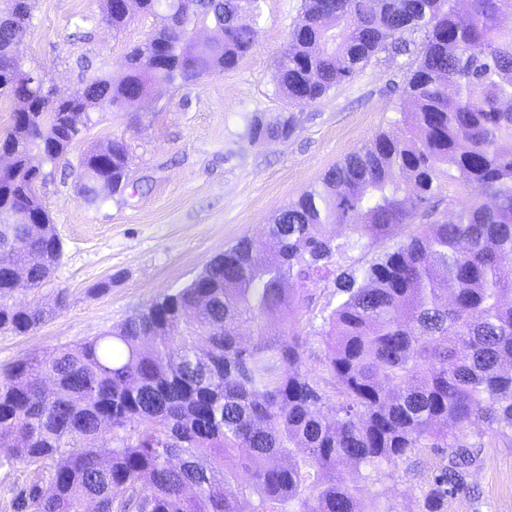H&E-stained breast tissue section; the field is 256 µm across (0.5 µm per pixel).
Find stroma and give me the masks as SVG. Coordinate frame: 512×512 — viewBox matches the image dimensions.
I'll list each match as a JSON object with an SVG mask.
<instances>
[{
  "mask_svg": "<svg viewBox=\"0 0 512 512\" xmlns=\"http://www.w3.org/2000/svg\"><path fill=\"white\" fill-rule=\"evenodd\" d=\"M102 4L35 0L17 50L28 66L45 71L58 94L119 72L127 50L160 23L137 14L116 33L102 19ZM303 11L304 0H261L256 42L237 66L195 86H161L134 111L99 113L68 164L44 165L39 192L63 256L41 298L62 290L68 304L34 332H0V364L98 336L185 285L399 118L423 32L404 33L408 54H378L353 80L300 109L278 92L274 74ZM287 115L290 137L251 139L254 120ZM115 136L128 145L129 185L85 203L70 166ZM439 463L430 454L422 468L399 463V483L381 478V489L398 490L396 512H419L421 488ZM465 482L467 491L450 497L445 512H512V446L481 449Z\"/></svg>",
  "mask_w": 512,
  "mask_h": 512,
  "instance_id": "1",
  "label": "stroma"
}]
</instances>
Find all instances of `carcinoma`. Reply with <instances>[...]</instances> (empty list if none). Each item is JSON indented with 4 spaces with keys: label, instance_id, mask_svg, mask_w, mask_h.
Masks as SVG:
<instances>
[{
    "label": "carcinoma",
    "instance_id": "carcinoma-1",
    "mask_svg": "<svg viewBox=\"0 0 512 512\" xmlns=\"http://www.w3.org/2000/svg\"><path fill=\"white\" fill-rule=\"evenodd\" d=\"M126 55L118 75L59 103L50 128L19 114L46 109L13 46L32 0H0V97L13 104L0 149L20 174L0 173V204L38 224H0V331L25 335L50 311L41 287L62 255L43 204L28 196L32 163L66 159L80 115L127 112L137 95L189 85L235 66L257 30L239 22L253 0H176ZM512 0H306L275 80L310 106L381 52L407 51L424 32L404 93L405 127L379 132L289 201L270 223L214 257L185 286L120 326L51 354L0 366V468L35 467L9 488L12 512H394L369 485L398 462L442 456L420 512H443L464 491L480 449L512 444ZM209 25L219 38L199 42ZM289 118L254 123L276 141ZM77 195L91 178L128 185L124 137L87 149ZM485 197L452 219L435 214L444 178ZM346 234H336V225ZM416 229L406 233L410 226ZM402 237L367 265L339 259ZM24 286L13 277L28 251ZM268 251L272 266L254 263ZM336 302L320 301V288ZM33 294L28 300L21 292ZM308 327L304 332L300 325ZM251 330L249 340L241 337ZM317 336L319 368L306 337ZM109 436L100 454L95 441ZM352 468L357 480L343 476Z\"/></svg>",
    "mask_w": 512,
    "mask_h": 512
}]
</instances>
